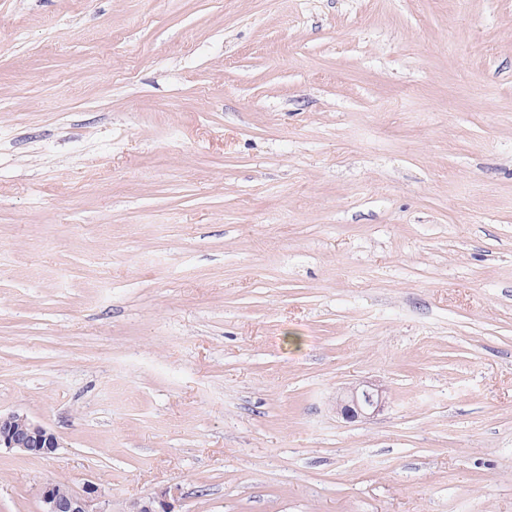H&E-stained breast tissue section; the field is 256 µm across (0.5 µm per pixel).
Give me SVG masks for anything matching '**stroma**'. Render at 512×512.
Here are the masks:
<instances>
[{
    "mask_svg": "<svg viewBox=\"0 0 512 512\" xmlns=\"http://www.w3.org/2000/svg\"><path fill=\"white\" fill-rule=\"evenodd\" d=\"M12 411L0 512H512V0H0ZM386 388L371 381H365L349 388L337 400V409L347 420L369 418L383 409L387 403ZM2 448L16 450L29 457L47 458L60 448L55 433L32 422L19 412H0V451ZM62 487L68 488L65 484ZM63 488L57 482L46 483L40 488L41 512H104L94 507L98 500L95 487L87 486L83 493ZM175 492L166 487L156 493L148 501H137L133 504L132 512H175L170 499H174Z\"/></svg>",
    "mask_w": 512,
    "mask_h": 512,
    "instance_id": "obj_1",
    "label": "stroma"
}]
</instances>
